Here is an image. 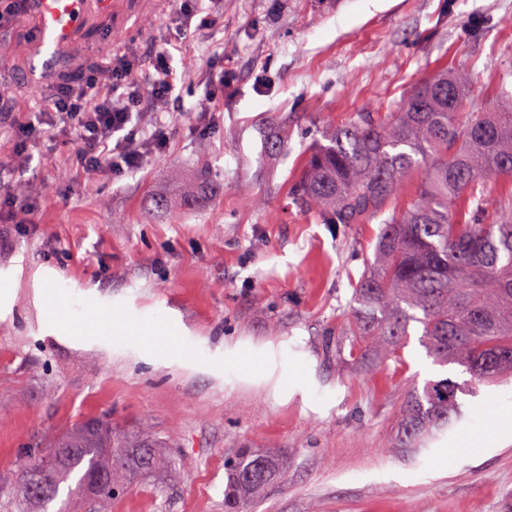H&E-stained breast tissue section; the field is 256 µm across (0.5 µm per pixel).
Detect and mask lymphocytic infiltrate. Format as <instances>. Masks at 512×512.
Instances as JSON below:
<instances>
[{"mask_svg":"<svg viewBox=\"0 0 512 512\" xmlns=\"http://www.w3.org/2000/svg\"><path fill=\"white\" fill-rule=\"evenodd\" d=\"M170 51H162L153 64L150 90L133 77L129 60L112 63V84L95 90L93 82L57 87L49 104L35 119L9 134L11 151L23 155L29 139L65 133L78 142L73 160L85 174L110 170L119 178L139 170L148 150L169 138L165 126L144 128L139 117L144 108H167L178 83L185 77L173 64Z\"/></svg>","mask_w":512,"mask_h":512,"instance_id":"1","label":"lymphocytic infiltrate"}]
</instances>
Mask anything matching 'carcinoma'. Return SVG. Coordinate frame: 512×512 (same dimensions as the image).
Masks as SVG:
<instances>
[{
  "instance_id": "obj_1",
  "label": "carcinoma",
  "mask_w": 512,
  "mask_h": 512,
  "mask_svg": "<svg viewBox=\"0 0 512 512\" xmlns=\"http://www.w3.org/2000/svg\"><path fill=\"white\" fill-rule=\"evenodd\" d=\"M469 83L443 73L390 111L357 112L321 131L293 195L327 224L381 219L373 260L352 282L345 318L352 345L396 359L417 323L434 364L463 367L475 395L478 384L512 374V193L493 211L485 204L489 176L512 179V113L470 111ZM416 174L414 198L401 207ZM460 393L465 385L446 374L412 389L398 446L414 448L458 421ZM100 423L98 435L79 424L56 439L60 462L41 474L52 494L30 500L36 512H47L74 474L83 492L86 476L108 466L109 483L97 494L106 503L128 475L154 468L158 444L145 434L110 440L105 457L112 430ZM272 471L268 456L241 449L229 465L224 512H242L243 498L262 491Z\"/></svg>"
}]
</instances>
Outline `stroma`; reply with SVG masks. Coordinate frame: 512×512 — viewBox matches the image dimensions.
Listing matches in <instances>:
<instances>
[{"label": "stroma", "instance_id": "1", "mask_svg": "<svg viewBox=\"0 0 512 512\" xmlns=\"http://www.w3.org/2000/svg\"><path fill=\"white\" fill-rule=\"evenodd\" d=\"M174 8L90 0L47 85L27 81L37 14L1 24L0 127L15 107L41 112L55 85L107 84L122 55L149 86ZM187 41L194 88L163 111L169 140L137 172L81 174L72 144L44 138L23 158L0 151L16 199L0 209V512H29L25 466L91 416L165 443L164 488L131 480L111 512H224L242 448L280 464L246 512H512V423L492 427L512 420V383L465 397L470 419L428 447H395L412 385L468 375L434 365L416 323L398 359L352 349L351 282L380 224H327L293 200L318 131L443 71L469 76L475 111L504 108L512 0H221ZM218 74L210 122L202 83ZM282 136L287 151L272 149ZM94 305L136 332L93 335ZM158 330L179 353L152 347Z\"/></svg>", "mask_w": 512, "mask_h": 512}]
</instances>
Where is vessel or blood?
<instances>
[{"label":"vessel or blood","mask_w":512,"mask_h":512,"mask_svg":"<svg viewBox=\"0 0 512 512\" xmlns=\"http://www.w3.org/2000/svg\"><path fill=\"white\" fill-rule=\"evenodd\" d=\"M88 0H35L39 23L32 44L48 57L55 56L69 41Z\"/></svg>","instance_id":"vessel-or-blood-1"}]
</instances>
